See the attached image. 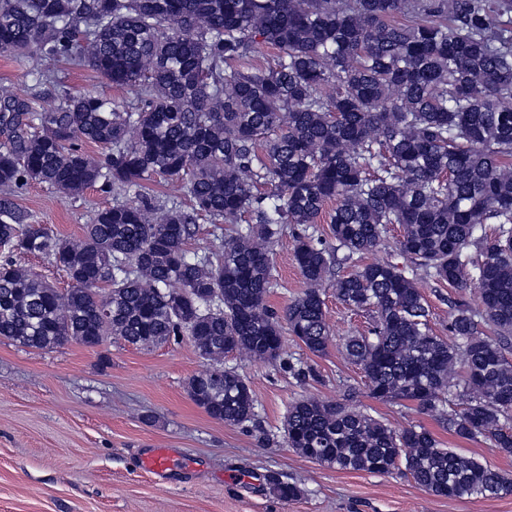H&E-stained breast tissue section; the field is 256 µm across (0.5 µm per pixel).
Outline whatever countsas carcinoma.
I'll use <instances>...</instances> for the list:
<instances>
[{
  "instance_id": "carcinoma-1",
  "label": "carcinoma",
  "mask_w": 512,
  "mask_h": 512,
  "mask_svg": "<svg viewBox=\"0 0 512 512\" xmlns=\"http://www.w3.org/2000/svg\"><path fill=\"white\" fill-rule=\"evenodd\" d=\"M263 45L278 51L268 66L255 58ZM0 55L21 59L34 82L27 93L0 85L1 339L48 350L187 336L206 364L188 380L190 399L215 420L250 422L252 390L224 356L280 358L283 321L326 354L335 251L296 235L306 289L281 314L268 297L283 225L310 227L334 201L344 259L374 252L398 224L400 256L477 293L475 305L448 299V341L399 264L374 260L336 278L337 299L375 317L344 344L370 396L413 403L453 435L512 456V0H0ZM49 60L88 65L135 96L57 91L45 105L44 88L60 85ZM85 142L108 148L107 161ZM156 176L173 189L150 187ZM30 183L64 198L97 185L122 200L80 236L59 237L6 196ZM200 219L214 226L205 250L190 247ZM17 254L44 257L69 288ZM447 392L461 411L443 408ZM284 435L337 470L403 464L435 496L512 494L511 474L443 447L426 427L396 430L330 400L296 401ZM270 483L283 499L300 496Z\"/></svg>"
}]
</instances>
